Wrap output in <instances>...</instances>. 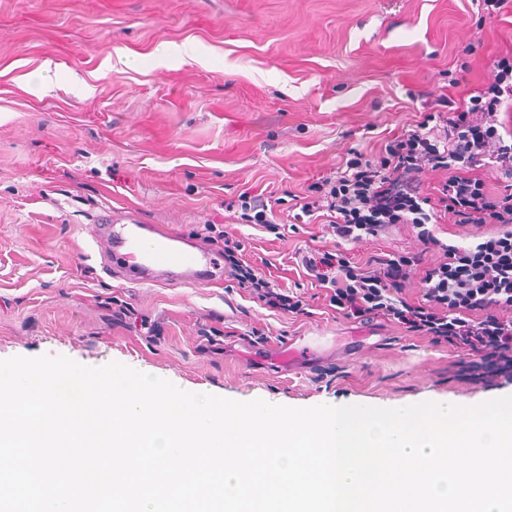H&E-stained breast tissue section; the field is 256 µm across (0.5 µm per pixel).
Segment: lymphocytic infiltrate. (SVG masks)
I'll use <instances>...</instances> for the list:
<instances>
[{"instance_id": "1", "label": "lymphocytic infiltrate", "mask_w": 512, "mask_h": 512, "mask_svg": "<svg viewBox=\"0 0 512 512\" xmlns=\"http://www.w3.org/2000/svg\"><path fill=\"white\" fill-rule=\"evenodd\" d=\"M505 112H512V53L495 59L481 88L448 100L446 111L424 113L415 129L390 138L378 158L351 151L344 171L317 182L300 206L309 220L323 219L339 244L301 259L327 307L347 319L381 316L456 350L458 377L475 386L512 380V193L495 195L479 174L486 167L512 173ZM429 169L447 172L441 201L456 223L486 226L481 240L457 245L437 237L434 208L420 189ZM394 224L410 225L425 249L438 252V262L426 266L420 255L388 253L358 267L341 248ZM243 249L241 240L225 238L224 263L238 287L271 310L306 313L305 298L273 287L242 259ZM416 272L421 297L411 302L404 289Z\"/></svg>"}]
</instances>
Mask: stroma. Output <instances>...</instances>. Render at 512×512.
Masks as SVG:
<instances>
[{"mask_svg":"<svg viewBox=\"0 0 512 512\" xmlns=\"http://www.w3.org/2000/svg\"><path fill=\"white\" fill-rule=\"evenodd\" d=\"M202 57L160 62L161 43ZM512 51V4L478 0H0V359L65 356L138 366L187 392L311 407L465 405L512 394V381L454 378L455 350L383 318L348 320L311 286L299 252L329 249L320 224H294L293 197L374 156ZM58 76L36 96L30 75ZM443 171L420 177L438 235L476 240L440 203ZM261 196L283 236L240 220L228 202ZM203 241L204 225L241 238L245 259L310 315L271 311L230 275L206 288L137 284L103 269L91 239L102 209ZM405 224L350 245L358 265L415 251ZM135 316L112 319V298ZM258 328L266 344L252 343ZM323 334L304 368L270 359Z\"/></svg>","mask_w":512,"mask_h":512,"instance_id":"35a3bbf8","label":"stroma"}]
</instances>
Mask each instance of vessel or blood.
<instances>
[{
	"instance_id": "obj_1",
	"label": "vessel or blood",
	"mask_w": 512,
	"mask_h": 512,
	"mask_svg": "<svg viewBox=\"0 0 512 512\" xmlns=\"http://www.w3.org/2000/svg\"><path fill=\"white\" fill-rule=\"evenodd\" d=\"M92 240L104 268L113 255L125 261L123 277L133 283H171L191 280L207 285L216 277L221 255L195 241L176 244L159 227L142 223L139 213L106 209L92 229Z\"/></svg>"
}]
</instances>
